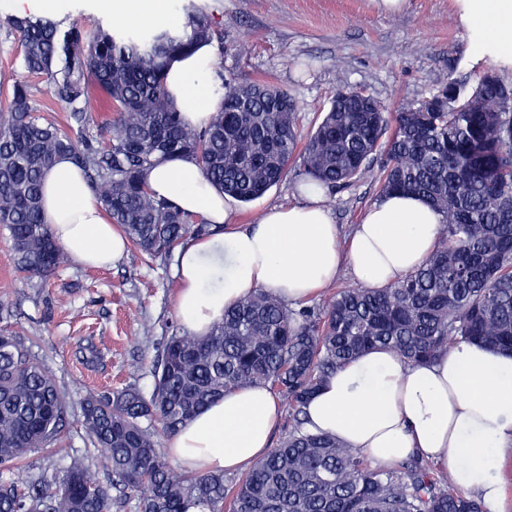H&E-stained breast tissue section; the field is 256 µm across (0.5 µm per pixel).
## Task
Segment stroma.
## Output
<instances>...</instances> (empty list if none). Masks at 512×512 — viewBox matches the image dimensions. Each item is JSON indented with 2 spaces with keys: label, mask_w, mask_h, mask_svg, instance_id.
<instances>
[{
  "label": "stroma",
  "mask_w": 512,
  "mask_h": 512,
  "mask_svg": "<svg viewBox=\"0 0 512 512\" xmlns=\"http://www.w3.org/2000/svg\"><path fill=\"white\" fill-rule=\"evenodd\" d=\"M224 38V74L239 83L268 82L298 105L297 128L307 134L328 108L339 83L363 91L388 111L410 106L451 78L474 80L487 70L512 82V66L476 54L460 24L455 0H406L397 14L376 11L372 0H206ZM97 16L113 29L135 27L105 11L101 0H57L52 18L65 25ZM0 0V106L7 85L22 73L19 34ZM299 169L264 196L238 208L237 221L255 222L274 205L299 203ZM378 198V174L326 193L341 236H348ZM173 262L145 264L124 256L115 266L88 269L64 260L47 282L15 269L11 243L0 233V301L10 303L8 327L53 374L68 402L67 423L48 449L29 453L21 469H0V482L60 477L72 459L95 463L81 424V402L93 388L133 387L150 394L152 364L166 336L181 332Z\"/></svg>",
  "instance_id": "1"
}]
</instances>
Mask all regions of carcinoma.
Segmentation results:
<instances>
[{"label":"carcinoma","mask_w":512,"mask_h":512,"mask_svg":"<svg viewBox=\"0 0 512 512\" xmlns=\"http://www.w3.org/2000/svg\"><path fill=\"white\" fill-rule=\"evenodd\" d=\"M183 23L115 33L96 19L62 26L13 17L22 67L44 79L67 128L45 118L32 86L14 80L0 107V227L19 271L48 279L64 261L42 216V179L67 156L80 168L134 253L164 262L210 225L155 196L145 173L165 156H188L220 192L249 203L296 164L305 178L343 188L378 167V197L411 193L443 216L425 263L384 288H345L299 311L263 290L224 311L203 336L168 337L146 396L136 388L92 392L84 425L105 484L80 458L49 483H0V512H111L112 493L133 492L140 512H484L451 475L410 457L373 467L334 436L304 430L305 407L345 361L373 348L414 364L478 342L512 352V85L486 71L474 83L448 79L414 106L381 112L349 89L299 144L297 105L285 90L224 77V32L190 3ZM197 44L221 98L208 126L187 128L170 100L165 69ZM112 112V139L92 135L94 112ZM264 385L286 400L292 426L277 447L237 479L178 473L158 449L156 420L173 435L230 390ZM67 404L50 372L0 329V466L48 445Z\"/></svg>","instance_id":"1"}]
</instances>
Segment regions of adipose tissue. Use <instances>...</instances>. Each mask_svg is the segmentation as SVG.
Instances as JSON below:
<instances>
[{"label":"adipose tissue","mask_w":512,"mask_h":512,"mask_svg":"<svg viewBox=\"0 0 512 512\" xmlns=\"http://www.w3.org/2000/svg\"><path fill=\"white\" fill-rule=\"evenodd\" d=\"M456 3L477 49L512 63V0ZM102 7L147 25L178 20L170 0H104ZM213 57V47L202 45L175 57L166 71V86L191 129L207 125L219 101L212 92ZM145 179L156 196L214 230L188 239L176 253V314L193 336L206 334L225 308L258 289L295 304L344 268L364 287H385L418 268L441 236L442 214L416 195L375 202L343 250L324 205L326 189L316 182L301 185L303 204L269 207L255 223L240 226L234 199L219 193L192 159H160ZM43 218L77 265L111 266L128 250L124 234L68 158H58L44 176ZM280 415L268 387L233 391L182 427L168 448L188 473L241 470L268 453ZM305 428L338 437L375 467L390 468L411 456L444 464L484 512H503L498 469L502 457L512 454V353L462 342L441 359L414 365L391 350L373 349L315 393Z\"/></svg>","instance_id":"adipose-tissue-1"}]
</instances>
